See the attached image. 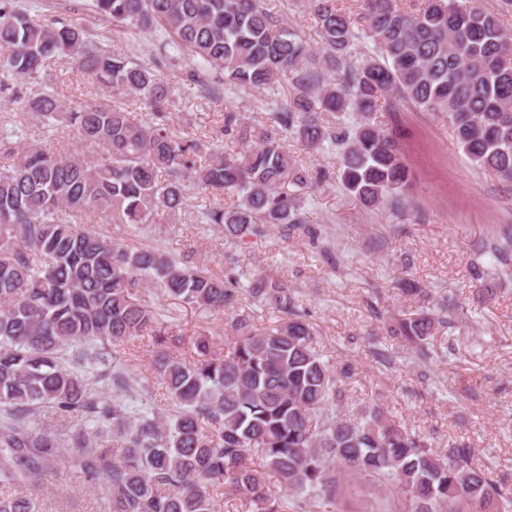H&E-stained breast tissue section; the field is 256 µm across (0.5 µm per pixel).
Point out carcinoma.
<instances>
[{
    "mask_svg": "<svg viewBox=\"0 0 512 512\" xmlns=\"http://www.w3.org/2000/svg\"><path fill=\"white\" fill-rule=\"evenodd\" d=\"M360 2L352 16L337 0H307L315 52L265 0H94L113 25L156 34L161 52L149 65L0 0V91L18 93L13 82L39 79L48 59L67 56L88 77L140 96L157 119L143 124L112 103L66 108L49 92L26 104L47 130L72 127L91 158L25 144L21 122L0 125V512H39L29 491L42 488L52 463L105 487L109 512H215L220 489L245 495L251 512H286L331 500L349 475L377 495L373 512H512V491L474 465L471 449L438 453L375 404L347 409L351 368L324 359L286 282L194 269L73 223L78 212L139 228L161 214L173 221L192 184L232 198L204 205L195 222L235 243L267 224H305L308 190L328 173L299 167L290 137L339 149L344 189L378 206L408 187L398 137L376 121L399 101L448 115L469 159L512 181V32L477 0ZM181 59L184 79L206 97L263 94L279 131L228 109L234 149L174 135L163 67ZM348 112L360 115L355 125L334 121ZM511 249L508 240L490 248L487 274ZM142 289L219 311L246 291L281 322L259 328L242 315L224 346L200 333L190 359H178L167 353L175 339L158 329L165 311L140 299ZM438 323L408 314L389 332L425 359ZM147 332L174 402L165 412L132 388L116 356ZM105 386L121 398H104ZM75 415L81 422L67 423Z\"/></svg>",
    "mask_w": 512,
    "mask_h": 512,
    "instance_id": "carcinoma-1",
    "label": "carcinoma"
}]
</instances>
